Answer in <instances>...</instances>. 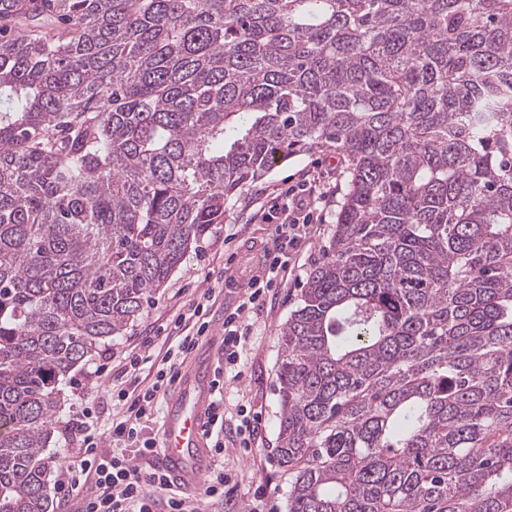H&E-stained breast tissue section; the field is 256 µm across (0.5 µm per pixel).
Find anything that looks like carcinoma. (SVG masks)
I'll list each match as a JSON object with an SVG mask.
<instances>
[{"instance_id": "carcinoma-1", "label": "carcinoma", "mask_w": 512, "mask_h": 512, "mask_svg": "<svg viewBox=\"0 0 512 512\" xmlns=\"http://www.w3.org/2000/svg\"><path fill=\"white\" fill-rule=\"evenodd\" d=\"M332 146L279 338L288 512H512V0H0V512H50L71 369Z\"/></svg>"}]
</instances>
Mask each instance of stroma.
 <instances>
[{
    "label": "stroma",
    "mask_w": 512,
    "mask_h": 512,
    "mask_svg": "<svg viewBox=\"0 0 512 512\" xmlns=\"http://www.w3.org/2000/svg\"><path fill=\"white\" fill-rule=\"evenodd\" d=\"M312 171L319 187L333 190L326 200L324 222L312 224L308 245L297 258V266L287 282L275 284L261 310L247 317L249 339L242 356V374L224 381V456L219 463L226 473L236 476L238 487L233 504L207 499L203 491L186 493L185 499L196 512H243L261 506L263 512H287L288 470L281 466L273 450L277 445L280 404L277 390V366L280 358V330L296 308L310 271L328 246L335 229L338 195L344 192L347 172L343 155L335 148L321 147L288 158L249 184L229 201L224 221L211 225L183 264L173 271L145 305L141 316L124 335L102 346L92 359L70 371L61 385L63 404L47 453L50 481H58L59 470L76 460L77 451L65 440L64 427L84 407H92L99 422L111 426L125 410L112 393L124 388L121 373L124 357L140 348L143 338H157L152 363H160L167 347L163 337L172 333L177 315L187 312L193 302H206L210 331H223L224 316L244 295L243 289H225L224 280L236 272L244 250L259 244L272 246L273 225L262 223L258 210L271 204L275 194L298 182L305 171ZM247 406L259 417L258 430L251 449L239 446L235 432L236 411Z\"/></svg>",
    "instance_id": "stroma-1"
}]
</instances>
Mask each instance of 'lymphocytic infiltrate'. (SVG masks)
Returning a JSON list of instances; mask_svg holds the SVG:
<instances>
[{
    "instance_id": "f902f5d3",
    "label": "lymphocytic infiltrate",
    "mask_w": 512,
    "mask_h": 512,
    "mask_svg": "<svg viewBox=\"0 0 512 512\" xmlns=\"http://www.w3.org/2000/svg\"><path fill=\"white\" fill-rule=\"evenodd\" d=\"M278 198L274 206L277 246L275 250L266 251L263 274L248 281L239 310L224 320L221 341L224 370L216 374L213 381L217 394L224 388L225 374L238 370L241 364V350L248 339V330L241 324L243 311L257 306L274 282L284 279L291 270L293 254L306 238L313 212L324 200L308 177L280 192ZM203 311V304L192 305L191 316L199 321L195 332L180 335L176 350L166 351L150 385L139 384L138 373L146 364V357L130 358L127 366L130 386L119 392L120 398L128 402L126 415L124 420L113 423L108 435H101L88 417L72 429V442L80 457L77 463L67 467L63 483L71 489L89 480L94 483L93 491L83 498L78 512H190L185 499L175 496L163 502L157 499V491L171 485L163 465L157 464L145 471L138 461L157 454V442L149 436L147 424L158 410L161 391L170 388L177 376L178 354L191 351L208 329L207 322L201 319ZM105 437L116 445L115 453L101 451L100 443Z\"/></svg>"
}]
</instances>
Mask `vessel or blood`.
<instances>
[{
  "label": "vessel or blood",
  "instance_id": "1",
  "mask_svg": "<svg viewBox=\"0 0 512 512\" xmlns=\"http://www.w3.org/2000/svg\"><path fill=\"white\" fill-rule=\"evenodd\" d=\"M219 336L200 340L191 365L180 367L170 389L159 452L173 487L196 489L210 470L205 428L213 391L210 369Z\"/></svg>",
  "mask_w": 512,
  "mask_h": 512
}]
</instances>
